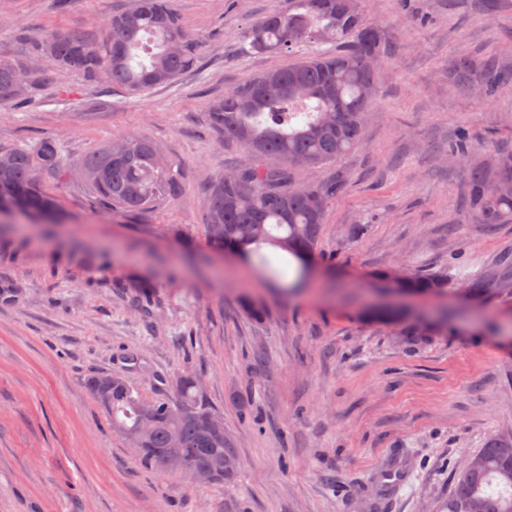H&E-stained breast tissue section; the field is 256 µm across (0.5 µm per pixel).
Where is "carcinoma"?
Instances as JSON below:
<instances>
[{
	"label": "carcinoma",
	"mask_w": 512,
	"mask_h": 512,
	"mask_svg": "<svg viewBox=\"0 0 512 512\" xmlns=\"http://www.w3.org/2000/svg\"><path fill=\"white\" fill-rule=\"evenodd\" d=\"M343 0H288L252 23L242 37L245 54H281L303 42L331 39L334 53H312L283 68L258 74L224 93L208 108L211 125L224 138L246 146L257 163L229 171L213 181L206 194L209 242L245 255L267 243L294 256L299 279L318 248L330 205L345 189L337 176L296 186L295 166H315L357 147L363 117L372 104L379 80V62L387 50L384 33L363 22L361 14H346ZM108 33L98 41L88 35L54 33L40 52L60 69L91 81H104L139 94L170 85L196 67V50L171 0H133L107 22ZM23 62L0 60V105L24 102L33 87L16 90ZM459 87L478 84L493 96L508 77L490 59L461 58L450 68ZM470 143L465 133L448 145V156L464 161ZM7 158L0 168V216L25 214L46 219L57 213L56 201L42 188L49 173L61 180L78 169L91 187L98 206L127 213L144 212L181 191L173 165L151 141L124 135L69 161L56 139L32 146L0 147ZM466 204L480 224L512 223V150H501L487 162L464 169ZM451 267L434 273H413L396 280L405 292L430 293L448 287ZM469 291L512 286V254L496 260L494 270L468 280ZM199 377L185 371L172 381L173 395L145 402L125 378L96 373L87 386L110 418L112 430L137 438L141 463L167 471L165 456L179 446L191 461L216 466L237 458L229 432L214 435L204 428L217 414L204 398ZM151 427L141 434L145 417ZM443 512H512V436H494L467 462L455 478Z\"/></svg>",
	"instance_id": "cac0c4a2"
}]
</instances>
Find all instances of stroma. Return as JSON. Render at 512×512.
<instances>
[{
  "label": "stroma",
  "mask_w": 512,
  "mask_h": 512,
  "mask_svg": "<svg viewBox=\"0 0 512 512\" xmlns=\"http://www.w3.org/2000/svg\"><path fill=\"white\" fill-rule=\"evenodd\" d=\"M131 2L0 0V59L33 63L37 87L33 101L0 107V147L50 136L76 159L136 134L182 183L124 214L48 176L59 223L19 217L0 231V285L19 290L0 302V512H441L471 456L512 434V292L473 299L463 281L512 251V224L476 223L446 155L461 130L475 159L512 146V83L486 98L448 77L461 57L512 73V0H360L391 50L361 144L294 172L347 188L306 286L288 293L285 253L265 245L244 259L207 240L208 186L255 161L207 112L246 79L335 44L244 55L246 28L288 0H172L198 65L169 86L131 95L40 55L52 32L105 37ZM455 256L461 275L440 294L393 295L396 274ZM186 368L234 437L231 483L145 468L86 385L118 373L151 400ZM396 465L408 470L398 488L382 478Z\"/></svg>",
  "instance_id": "obj_1"
}]
</instances>
